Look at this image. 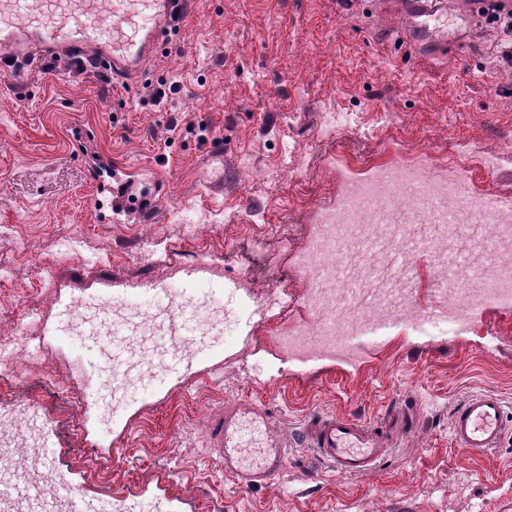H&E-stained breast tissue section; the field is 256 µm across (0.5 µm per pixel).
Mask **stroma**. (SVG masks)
<instances>
[{
  "label": "stroma",
  "mask_w": 512,
  "mask_h": 512,
  "mask_svg": "<svg viewBox=\"0 0 512 512\" xmlns=\"http://www.w3.org/2000/svg\"><path fill=\"white\" fill-rule=\"evenodd\" d=\"M448 20L466 45L442 58L400 40L376 0H193L137 84L64 68L0 75V347L28 344L20 364L0 362V402L39 404L18 428L41 444L32 463L5 454V472L31 482L63 475L86 512L111 500L124 512H512V431L484 454L459 449L450 434L454 408L471 393H498L512 409V324L502 310H478L472 331L398 328L365 346L356 368L298 363L274 330L284 319L316 328L303 297L317 273L252 279L224 265L252 231L272 267L290 265L318 206L341 204L346 176L364 178L392 157L429 154L455 168L461 198L512 207L503 34L479 26L462 0H448ZM161 78L177 83L176 94L146 102V83ZM91 150L139 198L108 224ZM202 210L212 216L204 241L193 230ZM285 218L288 240L275 230ZM414 273L422 319L451 320L452 304L431 291L428 254ZM190 290L223 303L219 340L136 385L102 424L97 361L65 331L72 298L161 307L166 293ZM247 403L268 409L287 449L261 487L226 474L206 436L210 411ZM398 405L418 423L368 473L338 474L297 442L310 415L375 423ZM84 463L101 466L99 486L85 485Z\"/></svg>",
  "instance_id": "obj_1"
}]
</instances>
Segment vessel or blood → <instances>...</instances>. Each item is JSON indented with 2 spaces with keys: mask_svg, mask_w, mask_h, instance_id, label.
Returning a JSON list of instances; mask_svg holds the SVG:
<instances>
[{
  "mask_svg": "<svg viewBox=\"0 0 512 512\" xmlns=\"http://www.w3.org/2000/svg\"><path fill=\"white\" fill-rule=\"evenodd\" d=\"M191 0H112L114 23L102 28L96 0H44L41 11L30 10L27 0H0V69L7 62L36 54H57L91 61L111 72L113 79L131 82L144 61L169 39L190 10ZM397 13L407 20L403 38L438 55L448 52V18L440 0H396ZM507 412L496 394L470 395L454 412L451 433L465 451L496 448L506 430ZM262 426L265 412L257 407L227 409L211 417L210 451L225 472L244 487L262 485L280 471L285 450L268 440L258 460L246 461L239 448L243 422ZM416 424L405 408L392 409L382 427L347 415L308 417L303 436L318 457L343 475H358L373 468L383 455L385 432H403ZM0 496L39 503L40 512H53L42 501L37 486L0 483Z\"/></svg>",
  "mask_w": 512,
  "mask_h": 512,
  "instance_id": "b4317fda",
  "label": "vessel or blood"
}]
</instances>
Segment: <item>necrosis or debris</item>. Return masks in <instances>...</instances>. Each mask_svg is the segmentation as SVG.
I'll return each mask as SVG.
<instances>
[{
	"label": "necrosis or debris",
	"mask_w": 512,
	"mask_h": 512,
	"mask_svg": "<svg viewBox=\"0 0 512 512\" xmlns=\"http://www.w3.org/2000/svg\"><path fill=\"white\" fill-rule=\"evenodd\" d=\"M369 171L367 178L347 184L340 208L320 212L315 248L295 256L297 267L313 268L319 273L318 286L306 298L318 315L319 327L314 332L299 327L278 330L279 347L292 358L304 360L316 355L354 364L362 358L355 338L365 325L397 326L420 320L412 280L378 273L367 258L372 254L400 260L412 257L414 247L407 237L408 225L431 203L453 206L455 184L446 176L430 177L425 164L419 161L379 162L371 164ZM454 208L455 223L435 225L427 239L437 270L448 266L458 225L481 219L487 220L491 230L471 240L465 262L459 267L461 277H468L484 255L498 256L504 262L487 287L473 289L463 284L452 289L458 321L471 323L477 310L490 305L511 311L512 209L500 208L485 217L471 205ZM182 307V302L174 301L167 309L152 314L137 307L80 299L72 305L71 330L79 334L98 320L119 318L151 326L154 334L162 338L167 321ZM192 354L190 342L168 343L162 339L153 353L142 355L128 378L142 381L157 377L165 371L168 356L187 359Z\"/></svg>",
	"instance_id": "obj_1"
}]
</instances>
